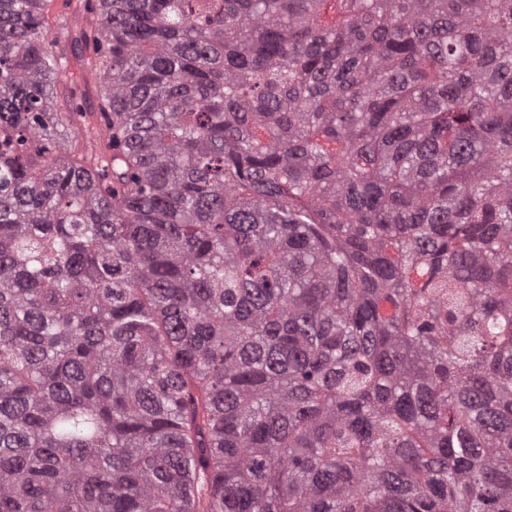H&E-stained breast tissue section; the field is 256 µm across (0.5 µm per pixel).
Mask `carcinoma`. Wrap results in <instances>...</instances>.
<instances>
[{
  "instance_id": "obj_1",
  "label": "carcinoma",
  "mask_w": 512,
  "mask_h": 512,
  "mask_svg": "<svg viewBox=\"0 0 512 512\" xmlns=\"http://www.w3.org/2000/svg\"><path fill=\"white\" fill-rule=\"evenodd\" d=\"M55 2L0 0V512H512V0Z\"/></svg>"
}]
</instances>
